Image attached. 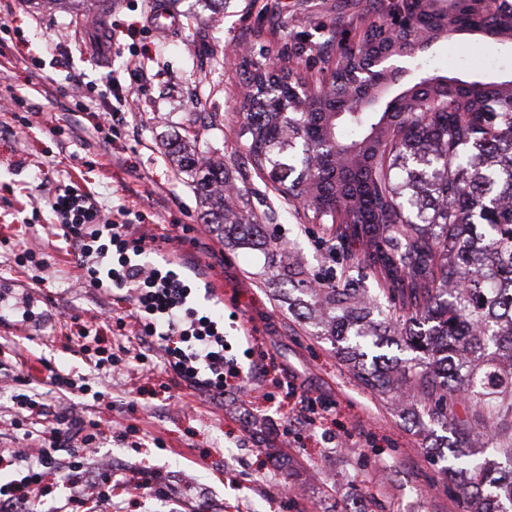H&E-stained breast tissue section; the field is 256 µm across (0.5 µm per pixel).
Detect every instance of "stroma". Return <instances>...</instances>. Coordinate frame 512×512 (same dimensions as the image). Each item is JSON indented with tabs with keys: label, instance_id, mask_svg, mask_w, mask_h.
Masks as SVG:
<instances>
[{
	"label": "stroma",
	"instance_id": "stroma-1",
	"mask_svg": "<svg viewBox=\"0 0 512 512\" xmlns=\"http://www.w3.org/2000/svg\"><path fill=\"white\" fill-rule=\"evenodd\" d=\"M382 0H230L212 14L180 0V23L161 31L146 22L152 0H112L97 24L65 0H0V280L32 289L39 323L0 329V449L14 447L10 397L44 365L86 374L81 398L51 393L57 409L96 426L98 454L114 467L112 512H462L439 445L452 434L420 424L412 397L395 399L365 388L352 361L332 337L319 333V314L298 317L288 305L286 273L306 280L353 283L389 309L353 247L331 249L329 225L314 224L285 199L268 170L254 169L243 132L246 79L257 67H277L325 83L334 64L331 45L355 39L381 17ZM147 58L149 78L137 87L140 109L120 115L116 137L89 132L74 138L66 94L80 81L87 101L111 111L106 75L130 85L125 61ZM430 56L439 73L465 80L512 77V45L470 36L439 42ZM195 139L204 155L223 161L234 192L230 207L262 225L261 238L243 243L232 228L205 223L190 176L171 154ZM122 167H114V158ZM93 193L104 212L129 210V238L156 235L148 258L162 267L167 252L215 273L224 283L219 304L193 301L199 315L222 317L227 356L250 380L204 396L156 357L137 362L136 300L101 292L82 279L49 211L60 180ZM278 243L277 260L267 254ZM31 260L19 261L20 248ZM247 325L251 339L239 338ZM95 337L99 356L119 364L98 374L82 349ZM326 403L330 418L311 428L294 402ZM355 435L353 448L339 440ZM152 476L168 492L128 489L125 469Z\"/></svg>",
	"mask_w": 512,
	"mask_h": 512
}]
</instances>
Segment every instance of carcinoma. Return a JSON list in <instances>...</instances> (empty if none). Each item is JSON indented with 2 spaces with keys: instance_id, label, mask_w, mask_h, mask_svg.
I'll list each match as a JSON object with an SVG mask.
<instances>
[{
  "instance_id": "cac0c4a2",
  "label": "carcinoma",
  "mask_w": 512,
  "mask_h": 512,
  "mask_svg": "<svg viewBox=\"0 0 512 512\" xmlns=\"http://www.w3.org/2000/svg\"><path fill=\"white\" fill-rule=\"evenodd\" d=\"M417 32L432 42L477 33L512 41V11L485 18L469 0L451 16L413 0ZM396 92L370 98L359 112H338L323 88L302 99L288 85L246 112L248 152L259 170H280L283 194L298 199L315 223L335 226L338 244L356 242L385 291L406 313L378 331L374 305L360 289L329 281L308 292L326 334L354 355L359 381L382 395L407 384L429 422L448 426L446 470L459 478L464 512L512 506V79L468 81L443 75L429 85L423 55ZM401 180L392 174L398 160ZM207 224L224 223V163L196 144L177 151ZM401 337L416 353L401 365L361 364L368 345ZM462 400L464 414L452 409ZM479 426L496 441L498 459L476 457Z\"/></svg>"
}]
</instances>
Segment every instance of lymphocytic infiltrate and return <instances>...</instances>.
I'll return each mask as SVG.
<instances>
[{
	"mask_svg": "<svg viewBox=\"0 0 512 512\" xmlns=\"http://www.w3.org/2000/svg\"><path fill=\"white\" fill-rule=\"evenodd\" d=\"M50 209L63 227L76 266H83L88 253L81 233L83 225L99 223L111 239L121 237L119 223L102 213L93 196L73 185L60 186ZM148 239L145 233L135 239L132 256L124 257L110 279L114 288L137 298L146 314L142 334L150 338L151 350L161 352L166 367L193 389L220 394L226 386L240 384L245 374L225 358L223 333L208 317H196L186 309V286L178 275L170 270H146L143 257L149 251ZM46 386L73 395L88 391L85 376L52 369L38 385L12 395L20 413L13 426L22 431L24 439L37 443L38 456L30 460L21 449H12L16 460L26 461L27 473L20 482L0 484V512H58L42 499L45 470H87L95 437L83 420L55 411L45 401L42 389Z\"/></svg>",
	"mask_w": 512,
	"mask_h": 512,
	"instance_id": "f902f5d3",
	"label": "lymphocytic infiltrate"
}]
</instances>
